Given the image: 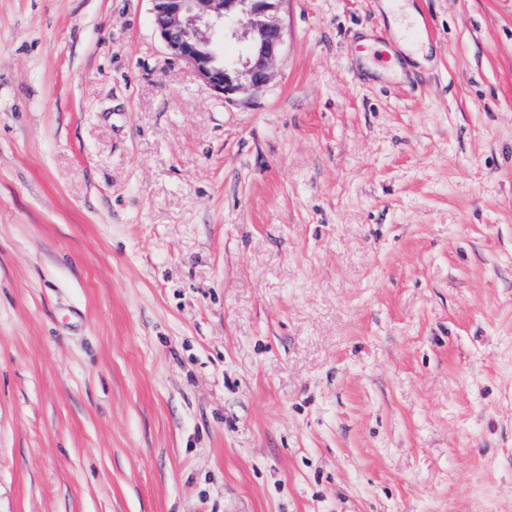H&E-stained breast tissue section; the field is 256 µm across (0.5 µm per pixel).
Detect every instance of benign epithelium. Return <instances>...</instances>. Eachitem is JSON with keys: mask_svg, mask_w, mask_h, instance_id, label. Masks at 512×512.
Returning a JSON list of instances; mask_svg holds the SVG:
<instances>
[{"mask_svg": "<svg viewBox=\"0 0 512 512\" xmlns=\"http://www.w3.org/2000/svg\"><path fill=\"white\" fill-rule=\"evenodd\" d=\"M154 30L167 54L227 102L241 103L269 85L283 50L279 21L284 0H150ZM245 42L244 54L227 62L215 38Z\"/></svg>", "mask_w": 512, "mask_h": 512, "instance_id": "1", "label": "benign epithelium"}]
</instances>
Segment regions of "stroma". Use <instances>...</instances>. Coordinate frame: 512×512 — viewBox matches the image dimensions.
<instances>
[{
	"label": "stroma",
	"instance_id": "stroma-1",
	"mask_svg": "<svg viewBox=\"0 0 512 512\" xmlns=\"http://www.w3.org/2000/svg\"><path fill=\"white\" fill-rule=\"evenodd\" d=\"M389 2L0 0V512H512V0ZM154 30L167 54L189 66L213 93L245 102L269 85L283 50L279 21L284 0H149ZM245 42L237 62H227L215 38Z\"/></svg>",
	"mask_w": 512,
	"mask_h": 512
}]
</instances>
